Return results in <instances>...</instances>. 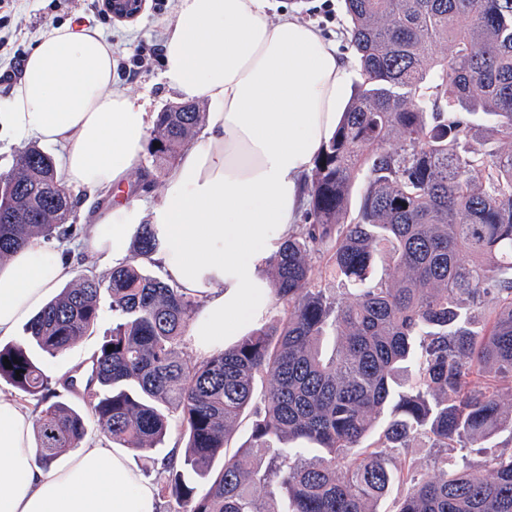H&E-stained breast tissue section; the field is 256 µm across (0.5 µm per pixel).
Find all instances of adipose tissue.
Returning <instances> with one entry per match:
<instances>
[{
  "label": "adipose tissue",
  "mask_w": 512,
  "mask_h": 512,
  "mask_svg": "<svg viewBox=\"0 0 512 512\" xmlns=\"http://www.w3.org/2000/svg\"><path fill=\"white\" fill-rule=\"evenodd\" d=\"M271 9V0H178L161 78L210 110L151 212L119 195L145 152L150 116L113 87L112 47L98 30L45 29L0 113V138L63 147V181L110 194L83 241L97 271L129 260L143 218L156 225L163 244L148 261L198 300L187 336L201 356L264 317L271 295L259 268L297 223L313 159L345 107L348 62L335 41ZM72 275L63 248L42 240L0 262V340ZM0 512H159V498L130 449L94 435L68 464L43 466L33 415L0 390Z\"/></svg>",
  "instance_id": "1"
}]
</instances>
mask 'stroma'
<instances>
[{
  "label": "stroma",
  "instance_id": "stroma-1",
  "mask_svg": "<svg viewBox=\"0 0 512 512\" xmlns=\"http://www.w3.org/2000/svg\"><path fill=\"white\" fill-rule=\"evenodd\" d=\"M273 4L276 10L288 11L320 25L324 33L335 35L344 55L353 56L354 50L343 35L346 26L343 0H333L336 19L325 24L311 12L317 0H273ZM176 5L177 0H145L142 12L135 19L119 20L104 12L101 0H9L8 5L0 7V38L8 39L13 50L25 54L47 27L73 25L78 18H85L112 46V60L117 66L115 86L147 101L148 112L157 113L179 101L178 96L162 84L159 61H152L148 69L133 75L121 70L120 65L129 60L137 47L162 42L165 26L173 17ZM111 327L112 313L103 311L93 334L81 337L61 355L42 358L45 375L54 382L76 367L86 365Z\"/></svg>",
  "mask_w": 512,
  "mask_h": 512
}]
</instances>
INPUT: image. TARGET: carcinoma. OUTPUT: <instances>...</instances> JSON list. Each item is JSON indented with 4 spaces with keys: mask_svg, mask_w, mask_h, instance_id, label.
Here are the masks:
<instances>
[{
    "mask_svg": "<svg viewBox=\"0 0 512 512\" xmlns=\"http://www.w3.org/2000/svg\"><path fill=\"white\" fill-rule=\"evenodd\" d=\"M343 2L360 81L314 161L303 222L265 260L280 316L184 362L199 304L145 271L160 239L140 225L130 261L80 276L23 342L0 345V380L42 406L40 463L80 447L91 424L117 448L149 452L175 416L184 456L154 479L173 512H376L403 485L395 512H512V452L462 467L441 454L420 476L390 466L422 438L470 448L512 433V0ZM205 117L196 104L157 113L154 163L191 146ZM72 214L54 157L23 148L0 173V261L35 239L73 237ZM315 257L355 291L318 286ZM380 260L389 270L378 277ZM105 296L112 329L91 356L83 413L50 388L40 357L93 333ZM329 333L337 348L326 357ZM417 344L411 380L403 363ZM398 383L408 391L360 449ZM244 416L249 439L229 453ZM294 442L320 453L293 456ZM272 483L277 498L266 495Z\"/></svg>",
    "mask_w": 512,
    "mask_h": 512,
    "instance_id": "cac0c4a2",
    "label": "carcinoma"
}]
</instances>
